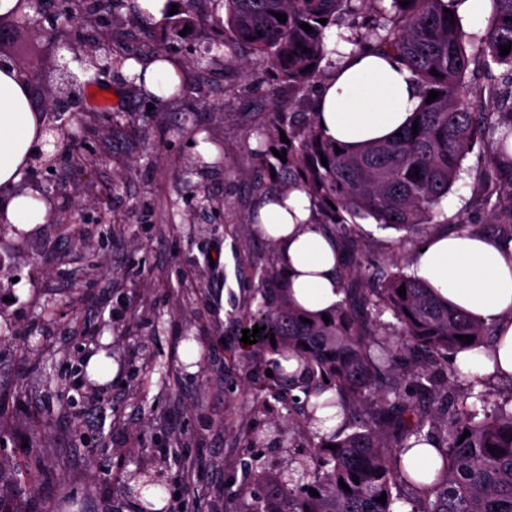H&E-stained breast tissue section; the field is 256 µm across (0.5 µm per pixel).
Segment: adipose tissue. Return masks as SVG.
<instances>
[{"instance_id": "obj_1", "label": "adipose tissue", "mask_w": 512, "mask_h": 512, "mask_svg": "<svg viewBox=\"0 0 512 512\" xmlns=\"http://www.w3.org/2000/svg\"><path fill=\"white\" fill-rule=\"evenodd\" d=\"M185 77V66L165 55L144 70V82L156 103H167ZM420 102L412 75L388 53L346 54L327 77L314 110L323 134L351 150L396 134L408 124ZM36 119L23 84L0 68V186H12L35 144ZM255 231L276 246L288 270L292 302L309 312L334 309L341 300V256L331 235L312 221L306 192L271 195L258 207ZM412 273L428 282L457 308L495 331L480 350L461 352L463 372L490 379L512 378V238L438 231L415 252Z\"/></svg>"}]
</instances>
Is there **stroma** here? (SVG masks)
<instances>
[{
    "instance_id": "obj_1",
    "label": "stroma",
    "mask_w": 512,
    "mask_h": 512,
    "mask_svg": "<svg viewBox=\"0 0 512 512\" xmlns=\"http://www.w3.org/2000/svg\"><path fill=\"white\" fill-rule=\"evenodd\" d=\"M163 38L158 27L143 36L124 8L41 42L42 66L69 61L70 46L107 41L147 59ZM209 43V31L196 28L170 45L186 63L213 56L191 70L186 95L152 109L140 91L113 86L112 109L78 133L88 165L63 157L51 174L14 186L72 216L0 236V498L14 512H135L128 477L137 470L170 485L177 512H214L247 464L297 466L293 447L304 438L296 429L247 450L239 443L243 430L267 431L287 415L302 391L254 408L247 383L266 380L273 357H246L234 323L253 301L257 271L277 257L246 222L260 189L242 169L272 98L292 99L263 67L241 69ZM204 138L206 158L196 147ZM494 176L487 148L475 146L442 202L445 217L497 235L482 196ZM355 234L371 272L384 274L410 264L424 238L370 219ZM102 350L116 367L106 382L85 369ZM99 408L104 426L85 425ZM182 456L198 464L188 487ZM25 466L43 474L35 502L15 482Z\"/></svg>"
}]
</instances>
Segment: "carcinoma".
Instances as JSON below:
<instances>
[{
	"instance_id": "carcinoma-1",
	"label": "carcinoma",
	"mask_w": 512,
	"mask_h": 512,
	"mask_svg": "<svg viewBox=\"0 0 512 512\" xmlns=\"http://www.w3.org/2000/svg\"><path fill=\"white\" fill-rule=\"evenodd\" d=\"M97 0H56L71 20L89 21L100 14ZM177 10L162 13L166 38L180 37L184 27L207 26L217 44L229 53L257 61L275 80L306 99L321 82L326 55L325 30L344 15L358 18L346 38L351 51L389 52L404 61L420 90V105L402 135L369 144L364 150L335 151L325 139L314 112H293L272 100L258 144L249 150L250 166L269 177L260 199L304 190L318 223L329 232L344 255L340 269L343 299L322 315L305 313L288 302L287 283L279 265L259 271L257 308L241 311L239 328L266 326L254 347L296 360L298 367L280 383L300 385L317 396L333 390L336 406L351 432L319 441L310 437L298 451L311 459L310 482L300 487L284 483L278 472L254 464L244 481L228 492L224 512H512V410L501 404L479 415L470 408L474 398L487 403L489 393L476 386L478 378L458 396L451 415L438 409L459 375L442 366L439 355H456L481 346L488 326L441 299L433 288L402 271L387 275L377 288H365L362 246L346 235L348 224L371 218L396 229L447 225L441 204L462 170L475 143L492 139L488 163L497 177L488 189L496 197L491 221L512 230V160L503 158L512 140V0H493L494 14L479 39L482 53L466 52L457 0H218L224 15L203 12L202 0H175ZM286 15L281 23L275 14ZM326 23H320V20ZM312 27L307 32L302 23ZM115 60L116 75L134 53L113 56L98 45L85 56L84 66ZM314 68L305 70L308 65ZM505 65L495 91L496 112H473L472 94L482 91L492 66ZM437 74H431V69ZM439 92L432 103L429 93ZM285 131L289 143L281 141ZM286 151V161L272 150ZM327 158L322 165L321 157ZM406 296L399 295L400 287ZM390 313L402 336L401 352L381 348V317ZM474 337L472 343L458 339ZM276 344H271L270 338ZM470 436L460 439L464 431ZM435 441L441 458L434 479L417 481L404 469L402 455L424 442ZM335 444L331 450L327 445ZM358 479H352V476ZM344 481L349 490L339 485ZM19 483L31 499L39 497L40 473L27 468ZM165 483L151 479L139 485L147 501L139 512H155L151 498ZM316 490L318 496L311 495ZM386 494V503L377 502Z\"/></svg>"
}]
</instances>
